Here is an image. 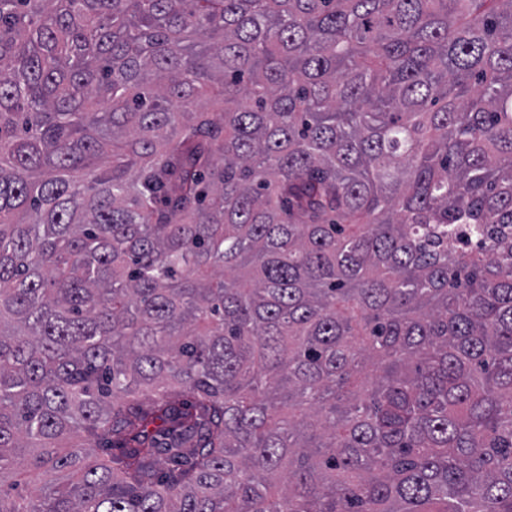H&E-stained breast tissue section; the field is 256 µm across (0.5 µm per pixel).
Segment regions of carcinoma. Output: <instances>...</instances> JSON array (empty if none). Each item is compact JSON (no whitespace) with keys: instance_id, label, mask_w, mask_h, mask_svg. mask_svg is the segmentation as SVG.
<instances>
[{"instance_id":"obj_1","label":"carcinoma","mask_w":512,"mask_h":512,"mask_svg":"<svg viewBox=\"0 0 512 512\" xmlns=\"http://www.w3.org/2000/svg\"><path fill=\"white\" fill-rule=\"evenodd\" d=\"M0 512H512V0H0Z\"/></svg>"}]
</instances>
